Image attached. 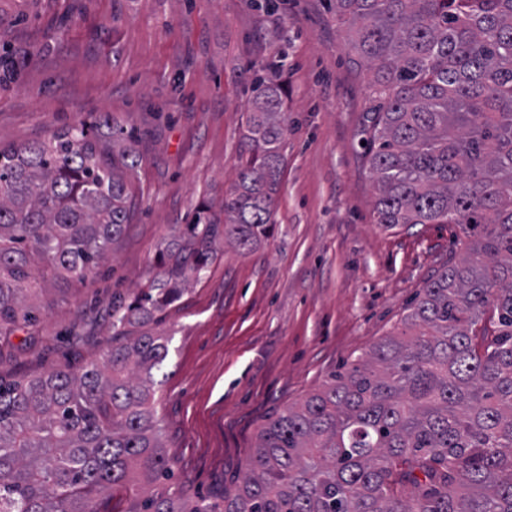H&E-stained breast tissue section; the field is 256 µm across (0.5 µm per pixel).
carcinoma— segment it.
<instances>
[{
	"label": "carcinoma",
	"mask_w": 512,
	"mask_h": 512,
	"mask_svg": "<svg viewBox=\"0 0 512 512\" xmlns=\"http://www.w3.org/2000/svg\"><path fill=\"white\" fill-rule=\"evenodd\" d=\"M374 71L365 156L378 224H455L467 255L433 277L366 356L258 433L214 499L172 484L153 407L161 336H127L201 276L216 240L274 230L287 118L254 80L224 217L199 208L159 256L166 278L112 299L104 363L0 378V512H512V0H329ZM131 141L112 157L81 121L0 146V335L35 319L48 282H82L135 211Z\"/></svg>",
	"instance_id": "carcinoma-1"
}]
</instances>
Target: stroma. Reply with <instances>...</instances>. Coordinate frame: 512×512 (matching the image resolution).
Wrapping results in <instances>:
<instances>
[{
	"label": "stroma",
	"instance_id": "1",
	"mask_svg": "<svg viewBox=\"0 0 512 512\" xmlns=\"http://www.w3.org/2000/svg\"><path fill=\"white\" fill-rule=\"evenodd\" d=\"M0 0V145L105 114L134 132L138 208L83 282L48 290L40 320L0 337V378L81 373L112 348V299L161 279V250L236 179L255 71L284 88L288 124L272 237L222 242L200 280L131 336L168 340L155 395L175 481L235 490L266 423L365 354L407 303L464 256L452 224H379L361 141L373 74L324 0Z\"/></svg>",
	"mask_w": 512,
	"mask_h": 512
}]
</instances>
